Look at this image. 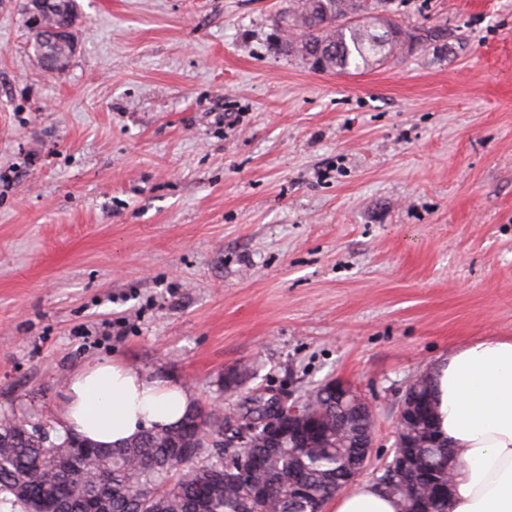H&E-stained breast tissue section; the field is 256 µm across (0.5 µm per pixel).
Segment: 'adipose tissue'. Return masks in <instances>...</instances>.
<instances>
[{"label":"adipose tissue","mask_w":512,"mask_h":512,"mask_svg":"<svg viewBox=\"0 0 512 512\" xmlns=\"http://www.w3.org/2000/svg\"><path fill=\"white\" fill-rule=\"evenodd\" d=\"M436 424L455 460L448 512H512V337L488 336L450 349L428 368ZM59 429L103 446L175 425L194 405L181 385L119 360L69 377ZM332 512H399L369 483L336 495Z\"/></svg>","instance_id":"ef3b65f1"}]
</instances>
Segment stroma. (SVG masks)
Here are the masks:
<instances>
[{
    "mask_svg": "<svg viewBox=\"0 0 512 512\" xmlns=\"http://www.w3.org/2000/svg\"><path fill=\"white\" fill-rule=\"evenodd\" d=\"M24 3L0 0V416L60 438L67 379L112 358L234 422L339 382L374 481L409 385L512 337V0H390L448 37L357 74L284 50L289 0H77L47 73Z\"/></svg>",
    "mask_w": 512,
    "mask_h": 512,
    "instance_id": "obj_1",
    "label": "stroma"
}]
</instances>
